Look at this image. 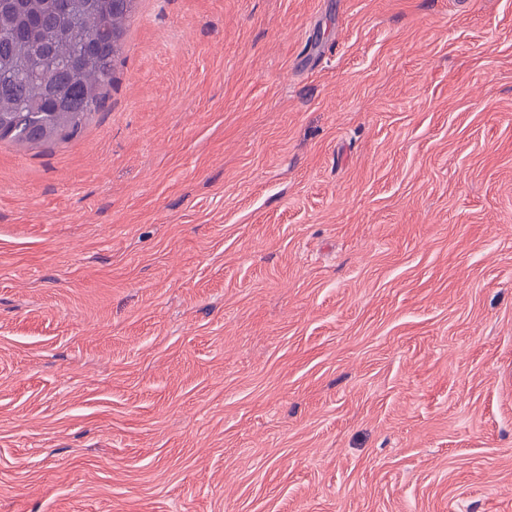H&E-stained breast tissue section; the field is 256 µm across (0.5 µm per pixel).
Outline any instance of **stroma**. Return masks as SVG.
I'll list each match as a JSON object with an SVG mask.
<instances>
[{
	"mask_svg": "<svg viewBox=\"0 0 512 512\" xmlns=\"http://www.w3.org/2000/svg\"><path fill=\"white\" fill-rule=\"evenodd\" d=\"M0 512H512V0H137L0 141Z\"/></svg>",
	"mask_w": 512,
	"mask_h": 512,
	"instance_id": "stroma-1",
	"label": "stroma"
}]
</instances>
